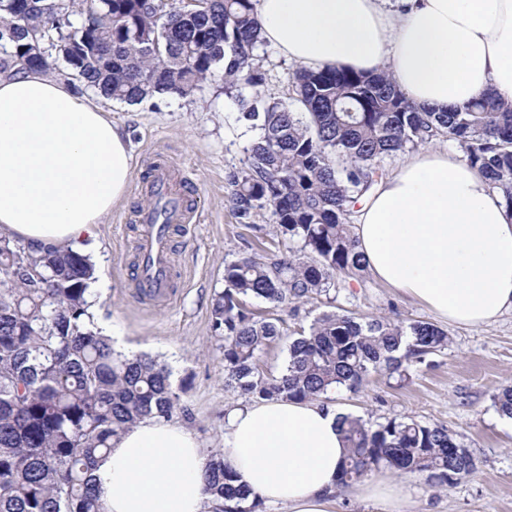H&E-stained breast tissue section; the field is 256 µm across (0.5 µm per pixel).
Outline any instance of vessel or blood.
Returning a JSON list of instances; mask_svg holds the SVG:
<instances>
[{"instance_id": "obj_1", "label": "vessel or blood", "mask_w": 512, "mask_h": 512, "mask_svg": "<svg viewBox=\"0 0 512 512\" xmlns=\"http://www.w3.org/2000/svg\"><path fill=\"white\" fill-rule=\"evenodd\" d=\"M147 190L159 198V213L139 216L144 227L140 246V264L137 280L140 288L153 296L163 295L171 273L170 236L173 225L192 222L194 213L185 206L181 195L174 188L167 165L156 168Z\"/></svg>"}]
</instances>
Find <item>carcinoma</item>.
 Instances as JSON below:
<instances>
[{"mask_svg": "<svg viewBox=\"0 0 512 512\" xmlns=\"http://www.w3.org/2000/svg\"><path fill=\"white\" fill-rule=\"evenodd\" d=\"M0 0V74L13 68L57 73L105 99L138 104L187 98L217 72L259 135L243 167L228 176V201L245 224L271 211L296 254L253 252L224 261V291L212 326L224 340L228 384L248 400H320L357 391L373 372H405L448 347V332L423 321L364 320L324 313L288 343L277 375L257 368L281 336L244 300L275 306L329 291L366 268L351 216L383 176L381 162L432 142H453L512 211V101L491 93L464 108L418 106L386 70L298 67L288 75L295 107L272 95L244 96L266 84L264 44L253 0ZM231 51L233 64L224 69ZM95 265L70 249L39 252L0 237V512H105L94 471L110 442L145 418L185 413L172 371L147 355L115 351L94 321ZM512 418V386L494 396ZM346 485L385 468L452 487L475 459L444 426L341 416ZM204 512H262L236 484L222 451L207 458Z\"/></svg>", "mask_w": 512, "mask_h": 512, "instance_id": "1", "label": "carcinoma"}]
</instances>
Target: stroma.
<instances>
[{
  "instance_id": "stroma-1",
  "label": "stroma",
  "mask_w": 512,
  "mask_h": 512,
  "mask_svg": "<svg viewBox=\"0 0 512 512\" xmlns=\"http://www.w3.org/2000/svg\"><path fill=\"white\" fill-rule=\"evenodd\" d=\"M113 123L124 129L132 156V176L124 198L98 226L91 255L96 280L93 312L98 328L125 355L146 353L166 362L174 381H188L175 416L200 439L204 452L224 443V412L241 396L224 385V342L212 328V302L224 289V263L241 254L299 250L277 237L270 219L241 223L226 202L227 176L242 167L254 138L235 98L221 80L186 99L153 97L137 105L99 99ZM166 161L177 187L193 204L197 222L171 232L169 298L150 300L135 286L140 226L153 165ZM255 315L278 318L283 335L259 356L261 370L284 366L289 342L321 314L340 309L371 319L432 321L418 302L376 281L371 272L343 281L336 296L318 295L299 309L248 301ZM445 350L411 367L407 376L376 372L355 392L340 388L330 403L364 420L412 418L448 428L476 461L472 474L447 489L417 478L407 512H512V424L504 421L493 397L512 385V311L480 327L448 326Z\"/></svg>"
}]
</instances>
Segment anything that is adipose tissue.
Returning <instances> with one entry per match:
<instances>
[{"mask_svg": "<svg viewBox=\"0 0 512 512\" xmlns=\"http://www.w3.org/2000/svg\"><path fill=\"white\" fill-rule=\"evenodd\" d=\"M263 40L309 69L388 68L420 106L512 101V0H253ZM124 133L64 79L0 74V237L88 253L131 178ZM371 274L449 324L512 311V212L456 150L414 154L354 210ZM339 413L272 400L228 409L224 459L239 485L288 512H334L346 449ZM206 457L163 419L113 440L95 474L106 512H202ZM409 479L373 477L351 496L400 512Z\"/></svg>", "mask_w": 512, "mask_h": 512, "instance_id": "obj_1", "label": "adipose tissue"}]
</instances>
